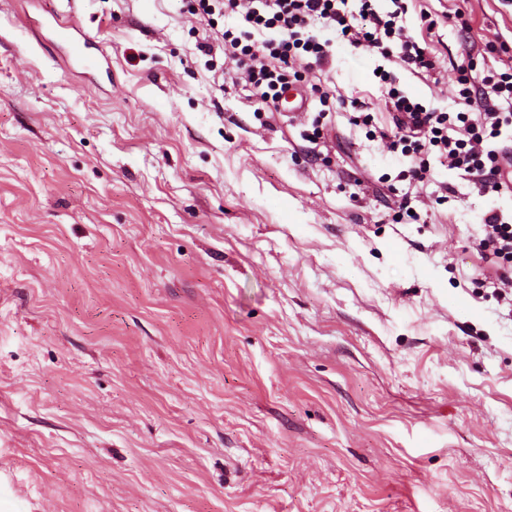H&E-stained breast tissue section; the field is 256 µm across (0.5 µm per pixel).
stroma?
Here are the masks:
<instances>
[{
	"label": "stroma",
	"mask_w": 512,
	"mask_h": 512,
	"mask_svg": "<svg viewBox=\"0 0 512 512\" xmlns=\"http://www.w3.org/2000/svg\"><path fill=\"white\" fill-rule=\"evenodd\" d=\"M403 23L438 77L339 41L292 116L233 82L236 18L0 0V512H512V290L473 248L512 190L410 179L375 75L460 111L512 0ZM53 20L58 28L60 37L64 40L70 41V52L73 55V59L79 62L82 68L86 71H93L98 69L106 62L105 55L90 57L84 53L86 48L87 38L83 31L75 24L63 23L57 16L53 17Z\"/></svg>",
	"instance_id": "stroma-1"
}]
</instances>
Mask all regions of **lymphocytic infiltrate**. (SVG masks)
I'll return each mask as SVG.
<instances>
[{"mask_svg":"<svg viewBox=\"0 0 512 512\" xmlns=\"http://www.w3.org/2000/svg\"><path fill=\"white\" fill-rule=\"evenodd\" d=\"M188 0L192 14L236 16L240 27L225 29L224 48L239 64L244 81L260 103H276L281 92L299 82L304 62L309 70L325 67L335 41L394 60L414 75L435 71L427 42L411 36L399 19L406 0H392L395 9L380 11L378 0ZM386 105L392 124L380 129L394 155L411 159L417 179L431 176L440 165L458 173L481 191H500L504 166L512 164V66L474 74L460 68L456 78L459 112H438L399 88L389 71ZM486 257L512 262V220L490 209L475 240Z\"/></svg>","mask_w":512,"mask_h":512,"instance_id":"1","label":"lymphocytic infiltrate"}]
</instances>
